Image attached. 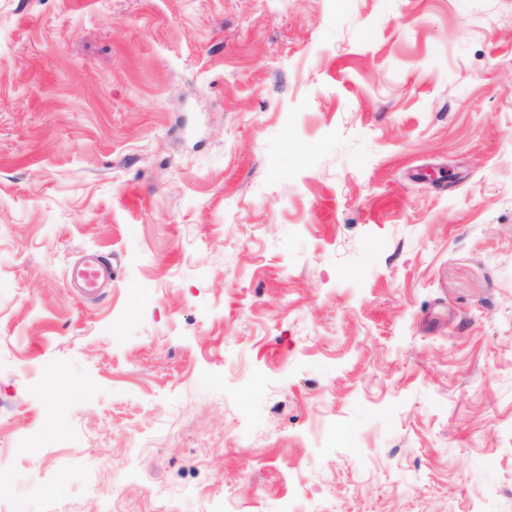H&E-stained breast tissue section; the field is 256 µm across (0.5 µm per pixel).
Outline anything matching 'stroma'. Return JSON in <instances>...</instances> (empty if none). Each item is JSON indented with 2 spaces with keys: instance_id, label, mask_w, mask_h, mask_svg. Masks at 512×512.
I'll use <instances>...</instances> for the list:
<instances>
[{
  "instance_id": "stroma-1",
  "label": "stroma",
  "mask_w": 512,
  "mask_h": 512,
  "mask_svg": "<svg viewBox=\"0 0 512 512\" xmlns=\"http://www.w3.org/2000/svg\"><path fill=\"white\" fill-rule=\"evenodd\" d=\"M97 500L512 512V0H0V512Z\"/></svg>"
}]
</instances>
